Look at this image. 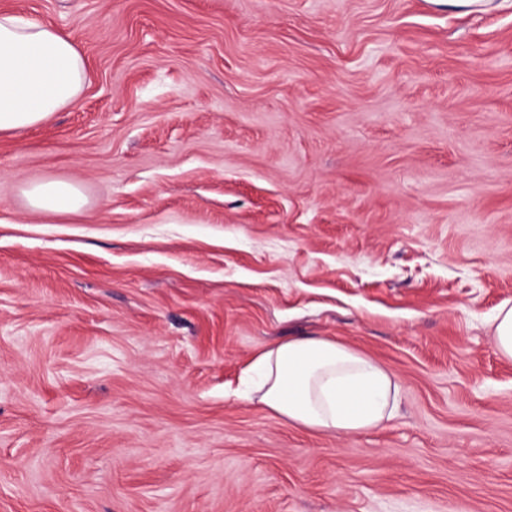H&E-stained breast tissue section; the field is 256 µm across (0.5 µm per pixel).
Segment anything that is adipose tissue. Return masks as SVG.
Here are the masks:
<instances>
[{
	"instance_id": "ef3b65f1",
	"label": "adipose tissue",
	"mask_w": 512,
	"mask_h": 512,
	"mask_svg": "<svg viewBox=\"0 0 512 512\" xmlns=\"http://www.w3.org/2000/svg\"><path fill=\"white\" fill-rule=\"evenodd\" d=\"M85 60L54 25L0 13V134L40 126L76 104ZM29 206L69 214L85 206L80 187L44 178L24 190ZM398 384L378 360L328 337L269 345L246 371L243 400L293 425L337 436L367 432L391 420Z\"/></svg>"
}]
</instances>
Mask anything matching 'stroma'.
Listing matches in <instances>:
<instances>
[{"instance_id":"35a3bbf8","label":"stroma","mask_w":512,"mask_h":512,"mask_svg":"<svg viewBox=\"0 0 512 512\" xmlns=\"http://www.w3.org/2000/svg\"><path fill=\"white\" fill-rule=\"evenodd\" d=\"M86 60L0 136V512H512V0H0ZM78 183L82 214L28 209ZM329 336L336 436L240 400ZM24 194L34 211L45 214L75 213L86 203L76 183L48 177L28 184ZM493 323V338L498 352L504 357L512 358V306L507 302L500 306ZM240 397L293 425L337 436L391 420L398 384L378 360L328 337L269 345L246 371Z\"/></svg>"}]
</instances>
